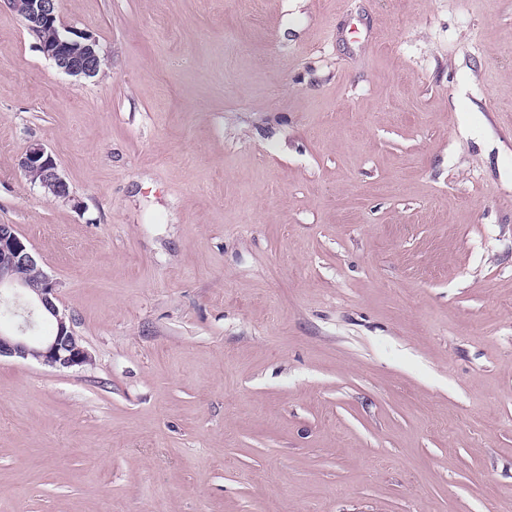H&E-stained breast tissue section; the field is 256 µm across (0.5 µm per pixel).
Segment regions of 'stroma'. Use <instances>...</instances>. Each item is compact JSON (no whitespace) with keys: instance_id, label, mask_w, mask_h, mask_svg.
Wrapping results in <instances>:
<instances>
[{"instance_id":"stroma-1","label":"stroma","mask_w":512,"mask_h":512,"mask_svg":"<svg viewBox=\"0 0 512 512\" xmlns=\"http://www.w3.org/2000/svg\"><path fill=\"white\" fill-rule=\"evenodd\" d=\"M59 15L108 62L0 7V224L91 361L0 360V512H512V0ZM59 0H1L17 12L38 39L41 51L62 72L75 78H94L104 62L98 41L89 34H74L61 27ZM71 33L74 37L68 35ZM19 166L33 184L58 198L69 197V188L58 171L57 163L40 143H31L19 160Z\"/></svg>"}]
</instances>
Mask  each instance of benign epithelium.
<instances>
[{
    "label": "benign epithelium",
    "mask_w": 512,
    "mask_h": 512,
    "mask_svg": "<svg viewBox=\"0 0 512 512\" xmlns=\"http://www.w3.org/2000/svg\"><path fill=\"white\" fill-rule=\"evenodd\" d=\"M17 12L38 39L41 51L62 72L75 78H94L105 59L98 41L89 34L70 36L61 27L59 0H0ZM19 166L31 182L58 198L69 197V188L57 163L40 143L28 146ZM28 299L25 306L21 298ZM56 282L42 270L36 256L18 235L15 225L0 224V300L20 318L16 332H0V358L34 359L49 367H81L91 356L71 325V318L55 304ZM37 317L55 323V331L38 342L26 333Z\"/></svg>",
    "instance_id": "benign-epithelium-1"
}]
</instances>
